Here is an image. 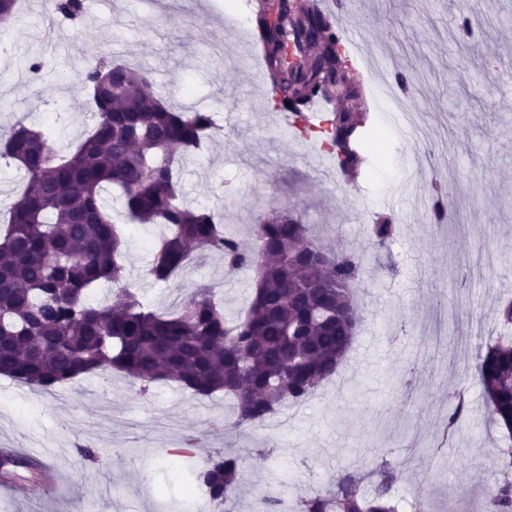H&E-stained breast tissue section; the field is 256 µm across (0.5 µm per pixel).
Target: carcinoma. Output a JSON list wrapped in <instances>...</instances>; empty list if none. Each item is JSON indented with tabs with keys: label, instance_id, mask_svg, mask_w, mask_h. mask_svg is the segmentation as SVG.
Instances as JSON below:
<instances>
[{
	"label": "carcinoma",
	"instance_id": "1",
	"mask_svg": "<svg viewBox=\"0 0 512 512\" xmlns=\"http://www.w3.org/2000/svg\"><path fill=\"white\" fill-rule=\"evenodd\" d=\"M18 0L0 7V29L16 20ZM83 0H52V14L71 22ZM257 38L275 107L301 112L344 93L351 103L331 113L322 147L349 176L363 159L352 144L376 138L369 103L336 43V18L318 0H260ZM98 112L92 131L68 150L19 121L0 137V159L23 171L26 188L0 226V375L45 392L82 376L116 370L148 386L173 381L199 396L224 393L233 427L263 423L288 404H303L335 373L352 337L338 333L346 309L359 322L354 294L363 256L328 250L296 208L269 202L247 237L224 219L190 205L181 190L179 156L201 150L219 133L213 113L178 111L157 92L150 71L100 58L83 80ZM115 189L139 224H160L146 275L179 279L189 249L212 253L230 271L252 275L247 308L224 317L211 288L201 285L174 313H158L126 285V239L104 192ZM120 286L123 304H92L102 284ZM478 381L490 419L512 435V337L478 354ZM243 475L235 452L189 468L186 486L201 485L228 512ZM396 467L384 457L336 476L332 492L314 494L301 512H397ZM486 512H512V480L485 489Z\"/></svg>",
	"mask_w": 512,
	"mask_h": 512
}]
</instances>
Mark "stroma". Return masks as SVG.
<instances>
[{"mask_svg": "<svg viewBox=\"0 0 512 512\" xmlns=\"http://www.w3.org/2000/svg\"><path fill=\"white\" fill-rule=\"evenodd\" d=\"M246 2L240 24L227 0H169L163 10L102 0L69 26L59 55L44 41L47 11L24 12L0 52V128L22 120L54 144L77 142L95 120L84 72L109 57L148 68L165 97L189 86L186 108L216 113L223 135L180 162L193 206L240 226L253 222L255 199L296 205L329 248L369 257V227L388 217L396 234L383 267L364 271L347 359L307 403L231 436L220 394L200 398L173 382L144 388L118 372L108 384L93 374L48 393L0 376V448L42 454L59 485L40 489L36 469L0 477V512H169L185 499L171 452L190 438L199 462L227 448L240 453L234 512H254L271 492L292 504L328 493L342 466L384 452L403 472L394 497L421 491L430 512H483L486 487L512 467L476 378L478 353L504 333L499 305L512 299V0H483L479 35L453 42L459 0H354L348 24L367 30L373 58L413 78L397 106L366 88L371 123L399 107L403 124L421 128L404 139L387 125L354 180L327 177L331 159L318 138L280 127L263 62L246 40L259 0ZM35 58L43 66L33 72ZM414 161L427 173L415 192L402 184ZM433 174L451 197L444 224L420 202ZM160 232L138 224L128 239V282L145 304L175 311L206 283L227 316L245 307L249 274L227 272L217 255L177 282L147 279ZM412 369L417 401L404 408L397 383ZM460 390L466 409L447 439L443 416Z\"/></svg>", "mask_w": 512, "mask_h": 512, "instance_id": "1", "label": "stroma"}]
</instances>
